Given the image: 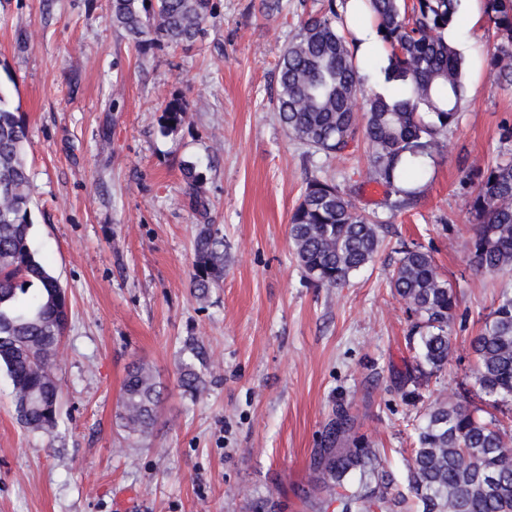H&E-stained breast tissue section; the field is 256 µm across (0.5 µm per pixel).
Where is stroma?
Segmentation results:
<instances>
[{"mask_svg":"<svg viewBox=\"0 0 512 512\" xmlns=\"http://www.w3.org/2000/svg\"><path fill=\"white\" fill-rule=\"evenodd\" d=\"M327 0H215L204 40L140 54L108 20L109 0H0V91L24 120L34 184L30 236L65 289L71 322L54 358L58 429L22 427L0 369V512H311L313 463L340 412L344 447L376 449L405 488L412 422L431 397L472 388L469 338L496 293L468 266L465 171L506 152L512 88L489 76L496 42L461 0L455 46L466 101L412 210L368 198L366 144L310 154L273 107L276 63ZM188 119L160 132L168 101ZM199 160L207 214L189 203L179 162ZM349 190L384 228L373 263L345 287L315 286L298 265L289 218L309 179ZM224 243V277L198 299L194 239ZM429 251L457 291L448 370L425 380L403 300L386 271L403 247ZM209 359L197 396L177 386L190 339ZM164 388L158 421L132 438L117 419L129 367Z\"/></svg>","mask_w":512,"mask_h":512,"instance_id":"35a3bbf8","label":"stroma"}]
</instances>
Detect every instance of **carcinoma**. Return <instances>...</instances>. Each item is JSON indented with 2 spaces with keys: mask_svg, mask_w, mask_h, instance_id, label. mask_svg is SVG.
I'll list each match as a JSON object with an SVG mask.
<instances>
[{
  "mask_svg": "<svg viewBox=\"0 0 512 512\" xmlns=\"http://www.w3.org/2000/svg\"><path fill=\"white\" fill-rule=\"evenodd\" d=\"M369 20L385 48L382 72L393 93L368 94L347 36L340 6L329 0L308 15L277 63L274 98L288 133L327 158L339 157L363 132L370 181L385 188L390 209L415 207L425 177L446 148L465 102L463 63L448 29L458 22V0H366ZM484 17L496 43L489 70L494 83L512 87V0H483ZM215 15L213 0H112V25L126 32L139 51L191 47ZM187 105L169 101L159 117L163 134L185 123ZM26 125L0 94V368L11 379L15 405L27 409L19 423L53 433L60 421L62 388L53 358L72 311L65 290L40 260L30 239L33 184L24 146ZM199 162H181L189 201L206 214L198 191ZM469 183L468 243L473 270L497 279L512 275V151L465 174ZM382 223L356 209L340 185L313 178L289 219L296 259L318 287L342 288L370 263L382 244ZM190 277L197 297L224 276L223 242L210 224L199 226ZM388 270L391 292L414 317L422 375L448 367L451 327L458 298L434 256L406 247ZM471 377L490 401L481 406L460 393L435 399L414 425L407 493L387 497L390 476L368 448H331L314 462L317 488L342 504V512H512V288L499 290L490 313L471 337ZM181 389L204 390L192 362L178 369ZM162 386L152 368L133 365L124 380L118 419L142 438L155 425Z\"/></svg>",
  "mask_w": 512,
  "mask_h": 512,
  "instance_id": "obj_1",
  "label": "carcinoma"
}]
</instances>
